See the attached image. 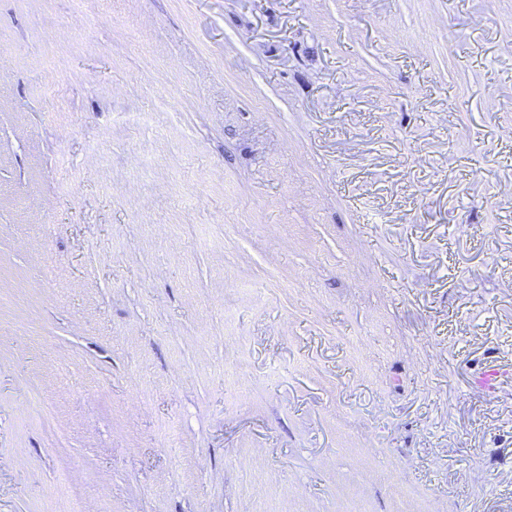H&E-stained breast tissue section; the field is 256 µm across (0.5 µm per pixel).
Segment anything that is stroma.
<instances>
[{
	"label": "stroma",
	"mask_w": 512,
	"mask_h": 512,
	"mask_svg": "<svg viewBox=\"0 0 512 512\" xmlns=\"http://www.w3.org/2000/svg\"><path fill=\"white\" fill-rule=\"evenodd\" d=\"M512 0H0V512H512ZM507 379H510V372L494 363H488L472 375L469 387L473 392L490 395L495 393Z\"/></svg>",
	"instance_id": "35a3bbf8"
}]
</instances>
